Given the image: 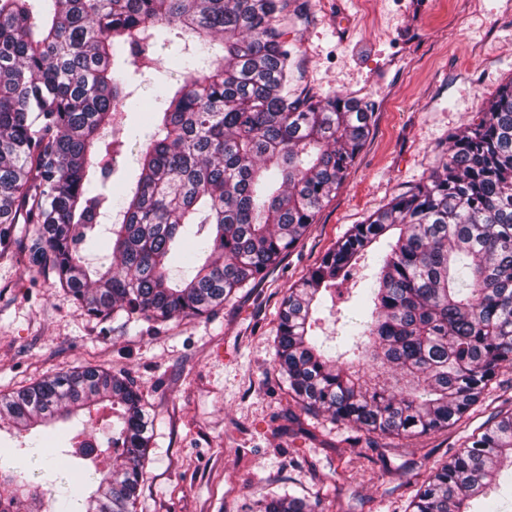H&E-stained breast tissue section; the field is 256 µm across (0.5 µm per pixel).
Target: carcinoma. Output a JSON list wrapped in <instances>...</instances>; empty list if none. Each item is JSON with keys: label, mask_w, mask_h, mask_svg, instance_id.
I'll list each match as a JSON object with an SVG mask.
<instances>
[{"label": "carcinoma", "mask_w": 512, "mask_h": 512, "mask_svg": "<svg viewBox=\"0 0 512 512\" xmlns=\"http://www.w3.org/2000/svg\"><path fill=\"white\" fill-rule=\"evenodd\" d=\"M300 0H0V245L36 224L29 262L97 317L164 325L210 315L262 278L342 186L371 113L343 94L288 89L281 26ZM184 41L176 70L154 58L158 27ZM166 104L120 197L112 262L83 255L98 237L114 173L115 116L144 110L126 91L149 70ZM98 161L91 162V156ZM192 244L187 250L184 245ZM379 249L347 349L316 335L336 289ZM191 274L171 283L172 265ZM288 393L306 412L367 432L426 435L464 418L512 366V80L479 121L450 136L448 160L348 234L288 289L276 336ZM110 408L102 441L44 438L76 512H137L153 419L128 377L97 366L0 396L20 436L81 411ZM512 462V412L407 483L410 512H472ZM43 483L0 456V512H42ZM257 512H323L320 499L266 495Z\"/></svg>", "instance_id": "obj_1"}]
</instances>
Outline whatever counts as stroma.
I'll list each match as a JSON object with an SVG mask.
<instances>
[{
	"mask_svg": "<svg viewBox=\"0 0 512 512\" xmlns=\"http://www.w3.org/2000/svg\"><path fill=\"white\" fill-rule=\"evenodd\" d=\"M292 87L367 106L370 134L341 188L263 280L207 318L154 327L88 315L37 267L0 258V395L83 366L126 375L155 418L139 512H252L269 492L320 497L326 512H405L426 470L512 406V366L459 423L417 437L365 433L304 413L275 361L289 288L354 225L425 180L452 134L512 80V0H305L283 21ZM155 71L128 89L147 101L109 140L123 144L110 185L136 183L125 129L152 133Z\"/></svg>",
	"mask_w": 512,
	"mask_h": 512,
	"instance_id": "1",
	"label": "stroma"
}]
</instances>
